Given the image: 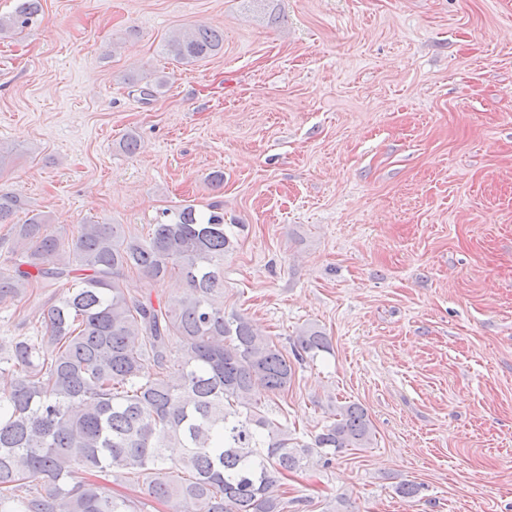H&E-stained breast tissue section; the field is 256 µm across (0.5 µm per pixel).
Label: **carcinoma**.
<instances>
[{"label": "carcinoma", "mask_w": 512, "mask_h": 512, "mask_svg": "<svg viewBox=\"0 0 512 512\" xmlns=\"http://www.w3.org/2000/svg\"><path fill=\"white\" fill-rule=\"evenodd\" d=\"M0 33L28 27L40 0H16ZM224 37L198 26L173 33L165 51L183 64L217 53ZM0 191L12 265L0 269V305L59 282L65 294L41 313L40 334L0 348V512H137L128 495L105 496L99 474L132 481L167 512H283L279 479L326 457L367 448L373 425L358 403L336 410L303 444L260 408L255 393L288 391L293 363L250 319L224 311V255L241 225L220 205L166 210L145 237L92 221L68 240L41 214ZM146 294L126 288L127 274ZM178 277L186 291L153 302ZM330 350L325 334L300 332L295 357ZM168 448H182L173 459Z\"/></svg>", "instance_id": "1"}]
</instances>
